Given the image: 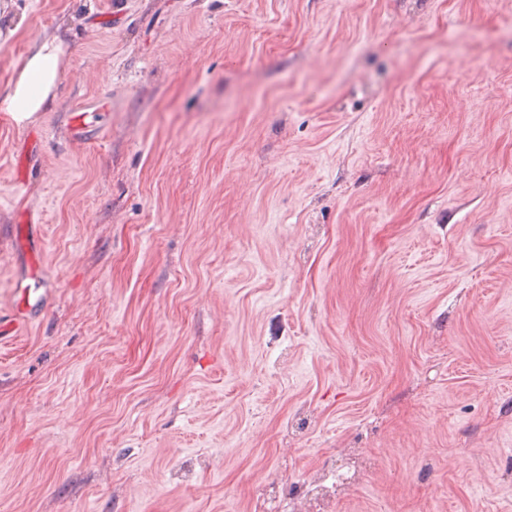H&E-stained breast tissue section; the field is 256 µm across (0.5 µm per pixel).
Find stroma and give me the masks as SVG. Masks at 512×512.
<instances>
[{
    "instance_id": "stroma-1",
    "label": "stroma",
    "mask_w": 512,
    "mask_h": 512,
    "mask_svg": "<svg viewBox=\"0 0 512 512\" xmlns=\"http://www.w3.org/2000/svg\"><path fill=\"white\" fill-rule=\"evenodd\" d=\"M10 15L0 98L65 55L0 111V316L28 255L48 288L0 340V512H264L329 459L336 512H512V0ZM63 56L64 43L56 34L29 45L4 99L5 111L15 124L32 123L52 106ZM112 97L102 95L79 102L71 111L67 123L70 137L80 143L99 141L104 132L102 112H111Z\"/></svg>"
}]
</instances>
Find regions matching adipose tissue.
Listing matches in <instances>:
<instances>
[{"label": "adipose tissue", "instance_id": "adipose-tissue-1", "mask_svg": "<svg viewBox=\"0 0 512 512\" xmlns=\"http://www.w3.org/2000/svg\"><path fill=\"white\" fill-rule=\"evenodd\" d=\"M63 56L64 43L56 35L45 36L29 45L7 95L1 101L15 124L34 122L40 112L52 106Z\"/></svg>", "mask_w": 512, "mask_h": 512}]
</instances>
